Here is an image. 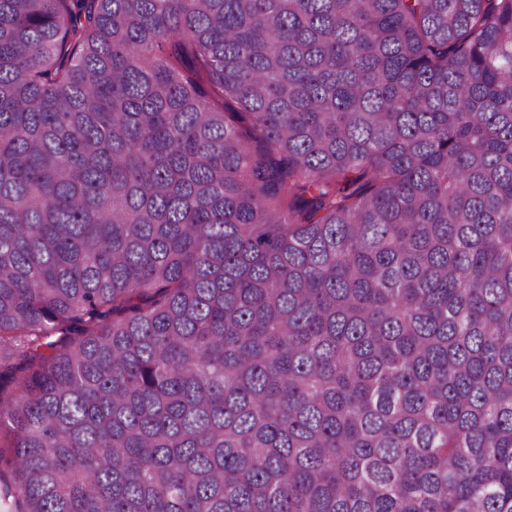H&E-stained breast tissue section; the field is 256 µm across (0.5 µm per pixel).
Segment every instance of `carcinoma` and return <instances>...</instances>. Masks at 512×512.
Instances as JSON below:
<instances>
[{"mask_svg": "<svg viewBox=\"0 0 512 512\" xmlns=\"http://www.w3.org/2000/svg\"><path fill=\"white\" fill-rule=\"evenodd\" d=\"M4 512H512V0H0Z\"/></svg>", "mask_w": 512, "mask_h": 512, "instance_id": "1", "label": "carcinoma"}]
</instances>
